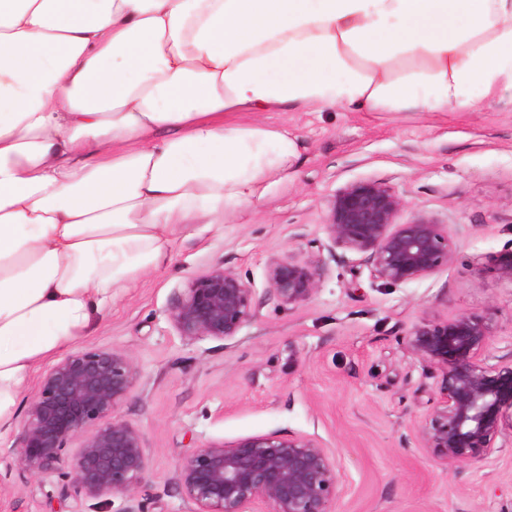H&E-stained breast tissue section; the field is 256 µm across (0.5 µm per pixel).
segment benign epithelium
I'll use <instances>...</instances> for the list:
<instances>
[{
  "label": "benign epithelium",
  "instance_id": "benign-epithelium-1",
  "mask_svg": "<svg viewBox=\"0 0 512 512\" xmlns=\"http://www.w3.org/2000/svg\"><path fill=\"white\" fill-rule=\"evenodd\" d=\"M404 208L385 182L346 185L328 203L326 248L361 257L371 276L390 286L448 266L456 255L449 225L423 212L402 222ZM323 274L315 258L275 259L266 269L270 291L288 307L309 302ZM255 314L253 288L218 266L188 283L171 320L187 340H225ZM491 336L490 311L423 319L406 335L408 348L440 378L436 406L418 434L441 463H482L497 438L512 432V352L489 363ZM137 375L128 354L93 345L50 366L20 423L17 464L36 481L59 474L87 498L134 496L147 481L150 459L141 430L118 410ZM179 482L189 512H332L342 493L329 449L277 432L190 450L180 460Z\"/></svg>",
  "mask_w": 512,
  "mask_h": 512
}]
</instances>
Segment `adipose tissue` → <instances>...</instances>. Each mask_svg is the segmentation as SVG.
I'll use <instances>...</instances> for the list:
<instances>
[{
	"label": "adipose tissue",
	"mask_w": 512,
	"mask_h": 512,
	"mask_svg": "<svg viewBox=\"0 0 512 512\" xmlns=\"http://www.w3.org/2000/svg\"><path fill=\"white\" fill-rule=\"evenodd\" d=\"M512 101V0H0V431L114 299L286 181L289 108Z\"/></svg>",
	"instance_id": "adipose-tissue-1"
}]
</instances>
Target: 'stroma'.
I'll list each match as a JSON object with an SVG mask.
<instances>
[{
  "label": "stroma",
  "instance_id": "stroma-1",
  "mask_svg": "<svg viewBox=\"0 0 512 512\" xmlns=\"http://www.w3.org/2000/svg\"><path fill=\"white\" fill-rule=\"evenodd\" d=\"M267 119L301 143L288 180L222 227L180 235L168 264L128 288L87 339L138 366L119 414L144 435L146 487L100 502L55 476L33 483L13 461L14 429L0 436V512H189L178 483L187 451L270 432L335 454L344 491L334 512H512V447L478 467L446 465L421 448L418 425L438 378L404 340L422 319L490 310V355L512 351V281L494 269L512 247V102L428 116L309 107ZM361 179L394 187L404 217L421 211L452 225L454 262L392 287L358 256L329 252L327 202ZM288 256L324 268L315 297L292 309L266 281L269 262ZM215 266L254 289L256 315L233 338L184 340L170 311Z\"/></svg>",
  "mask_w": 512,
  "mask_h": 512
}]
</instances>
